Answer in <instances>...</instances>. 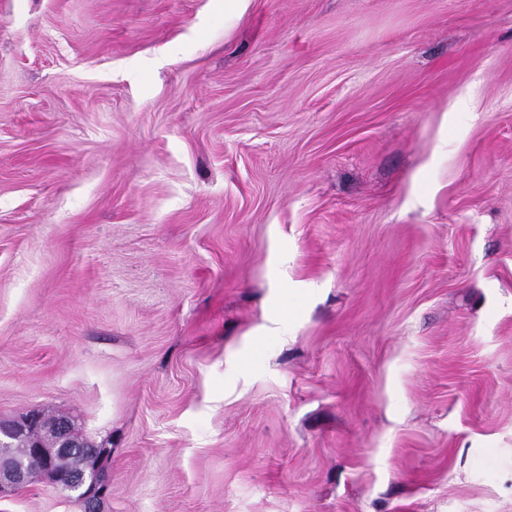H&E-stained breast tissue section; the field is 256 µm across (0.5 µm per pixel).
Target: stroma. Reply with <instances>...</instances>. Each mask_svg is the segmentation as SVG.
<instances>
[{
	"instance_id": "35a3bbf8",
	"label": "stroma",
	"mask_w": 512,
	"mask_h": 512,
	"mask_svg": "<svg viewBox=\"0 0 512 512\" xmlns=\"http://www.w3.org/2000/svg\"><path fill=\"white\" fill-rule=\"evenodd\" d=\"M224 2L0 0V419L102 512H512V0ZM67 421L57 424L52 431L55 435V443L51 447V438H46L43 443H34L33 452L42 458V468L39 472H32L25 468L22 461L14 456L22 458L32 467L38 465L37 459L29 453L28 440L6 439L26 435L31 430L40 427L42 418L37 411L29 412L5 421L0 420V500L12 495L20 488L32 485L39 479H47L57 490L65 495H79L85 501L86 509L92 512H100L101 504L107 492V480L103 468L97 467L91 470L81 462H78L67 475L61 477L55 470V461L59 457H67L79 461L87 452L82 444L73 437L76 420L66 416Z\"/></svg>"
}]
</instances>
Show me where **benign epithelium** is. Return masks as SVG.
Segmentation results:
<instances>
[{
  "instance_id": "1",
  "label": "benign epithelium",
  "mask_w": 512,
  "mask_h": 512,
  "mask_svg": "<svg viewBox=\"0 0 512 512\" xmlns=\"http://www.w3.org/2000/svg\"><path fill=\"white\" fill-rule=\"evenodd\" d=\"M41 415L32 411L5 421L0 420V499L12 495L15 491L32 485L39 479H46L65 495H78L85 501L89 512H101V504L107 492V480L104 470H91L80 459L88 452L73 437L76 420L72 417L53 427L55 443L47 447L42 443L32 445L33 452L42 458V468L32 472L25 468L22 461L9 452V439L26 435L41 426ZM59 457L77 460V464L65 476L55 470V461Z\"/></svg>"
}]
</instances>
